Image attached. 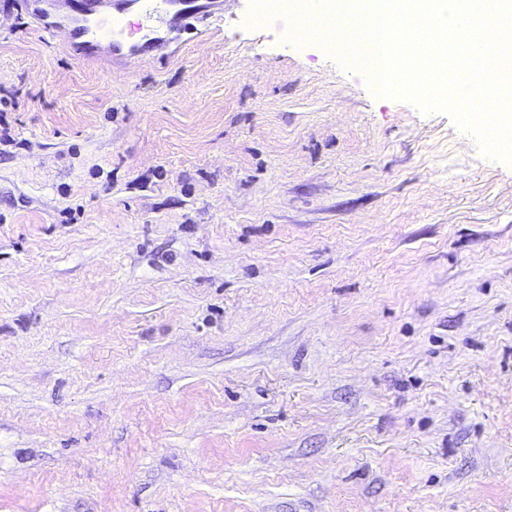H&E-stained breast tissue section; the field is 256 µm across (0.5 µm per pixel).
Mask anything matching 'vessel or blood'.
Here are the masks:
<instances>
[{
    "instance_id": "1",
    "label": "vessel or blood",
    "mask_w": 512,
    "mask_h": 512,
    "mask_svg": "<svg viewBox=\"0 0 512 512\" xmlns=\"http://www.w3.org/2000/svg\"><path fill=\"white\" fill-rule=\"evenodd\" d=\"M139 20L127 23L128 11ZM222 0H75L63 42L77 54L102 55L123 63L145 58L163 60L165 51L184 34L197 33L203 18H221Z\"/></svg>"
}]
</instances>
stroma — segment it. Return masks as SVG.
<instances>
[{
    "instance_id": "35a3bbf8",
    "label": "stroma",
    "mask_w": 512,
    "mask_h": 512,
    "mask_svg": "<svg viewBox=\"0 0 512 512\" xmlns=\"http://www.w3.org/2000/svg\"><path fill=\"white\" fill-rule=\"evenodd\" d=\"M257 8L0 0V512H512V165ZM70 23L60 29L63 42L89 59L108 55L130 63L145 58L162 61L174 40L199 34V19L220 22V0H114L115 12L104 0H73ZM136 10L141 23H127L125 14Z\"/></svg>"
}]
</instances>
